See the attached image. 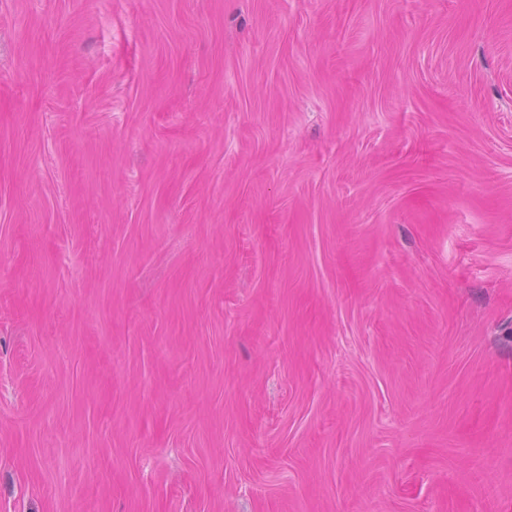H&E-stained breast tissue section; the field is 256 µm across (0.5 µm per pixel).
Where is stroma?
<instances>
[{
	"mask_svg": "<svg viewBox=\"0 0 512 512\" xmlns=\"http://www.w3.org/2000/svg\"><path fill=\"white\" fill-rule=\"evenodd\" d=\"M0 512H512V0H0Z\"/></svg>",
	"mask_w": 512,
	"mask_h": 512,
	"instance_id": "1",
	"label": "stroma"
}]
</instances>
